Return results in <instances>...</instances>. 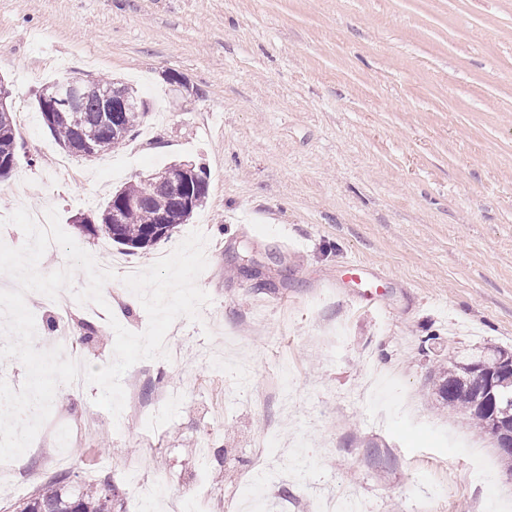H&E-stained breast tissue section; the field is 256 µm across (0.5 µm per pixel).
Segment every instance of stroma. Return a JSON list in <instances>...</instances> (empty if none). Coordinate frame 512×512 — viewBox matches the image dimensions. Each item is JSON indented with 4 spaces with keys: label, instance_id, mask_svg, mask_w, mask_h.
Masks as SVG:
<instances>
[{
    "label": "stroma",
    "instance_id": "35a3bbf8",
    "mask_svg": "<svg viewBox=\"0 0 512 512\" xmlns=\"http://www.w3.org/2000/svg\"><path fill=\"white\" fill-rule=\"evenodd\" d=\"M57 58L154 104L135 140L72 157L70 177L52 166L65 151L35 101ZM0 77L13 112L32 115L0 181V218L56 208L95 259L141 270L201 230L197 285L210 297L199 321L179 318L176 359L123 376L144 398L177 402L153 425L117 426L97 387L58 388L0 512L57 477L48 432L92 411L95 430L65 447L68 474L109 479L125 512L127 460L155 471L167 498L223 493L224 512L245 501L310 512L326 495L364 512H512L494 440L438 411L429 382L457 352L512 350V0H0ZM175 161L210 179L171 238L129 254L76 226ZM287 236L304 249L284 248ZM354 260L383 277L374 300L346 279ZM126 293L116 280L105 299L143 332L148 316ZM111 321L68 317L86 364L112 361ZM262 465L272 482L261 491L250 479Z\"/></svg>",
    "mask_w": 512,
    "mask_h": 512
}]
</instances>
